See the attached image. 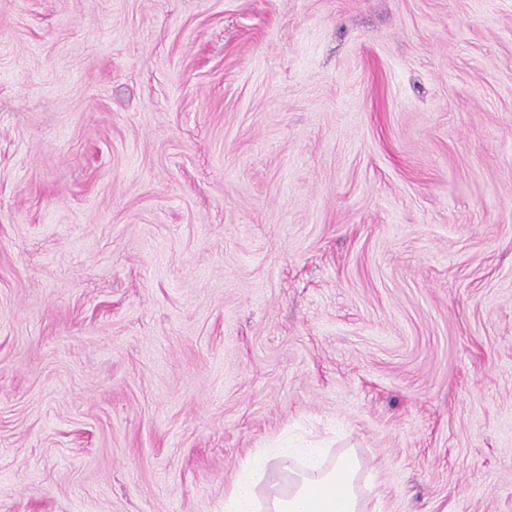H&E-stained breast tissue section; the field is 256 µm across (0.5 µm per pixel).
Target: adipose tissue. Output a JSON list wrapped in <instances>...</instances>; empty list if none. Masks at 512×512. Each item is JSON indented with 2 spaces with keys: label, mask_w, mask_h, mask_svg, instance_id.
I'll list each match as a JSON object with an SVG mask.
<instances>
[{
  "label": "adipose tissue",
  "mask_w": 512,
  "mask_h": 512,
  "mask_svg": "<svg viewBox=\"0 0 512 512\" xmlns=\"http://www.w3.org/2000/svg\"><path fill=\"white\" fill-rule=\"evenodd\" d=\"M290 462L295 468L288 490L260 498L272 466ZM359 468L358 457L350 451L329 464L320 448H293L285 443L262 448L241 463L224 495V512H362L355 486Z\"/></svg>",
  "instance_id": "ef3b65f1"
}]
</instances>
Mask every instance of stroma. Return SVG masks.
Returning <instances> with one entry per match:
<instances>
[{
  "label": "stroma",
  "mask_w": 512,
  "mask_h": 512,
  "mask_svg": "<svg viewBox=\"0 0 512 512\" xmlns=\"http://www.w3.org/2000/svg\"><path fill=\"white\" fill-rule=\"evenodd\" d=\"M512 512V0H0V512ZM288 462V491L265 499V512H364L355 486L360 468L358 457L343 452L331 465H325L324 448H261L240 465L236 480L224 494V512L262 511L259 490L268 485L272 469Z\"/></svg>",
  "instance_id": "1"
}]
</instances>
